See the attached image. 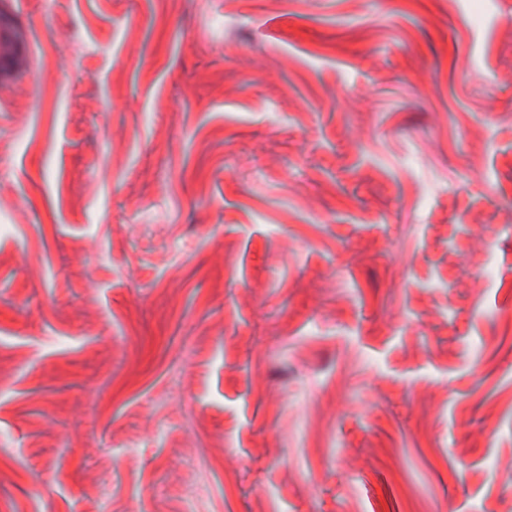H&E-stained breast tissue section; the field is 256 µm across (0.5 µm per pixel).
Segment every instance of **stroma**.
<instances>
[{
	"mask_svg": "<svg viewBox=\"0 0 512 512\" xmlns=\"http://www.w3.org/2000/svg\"><path fill=\"white\" fill-rule=\"evenodd\" d=\"M1 22L0 512H512V0Z\"/></svg>",
	"mask_w": 512,
	"mask_h": 512,
	"instance_id": "stroma-1",
	"label": "stroma"
}]
</instances>
